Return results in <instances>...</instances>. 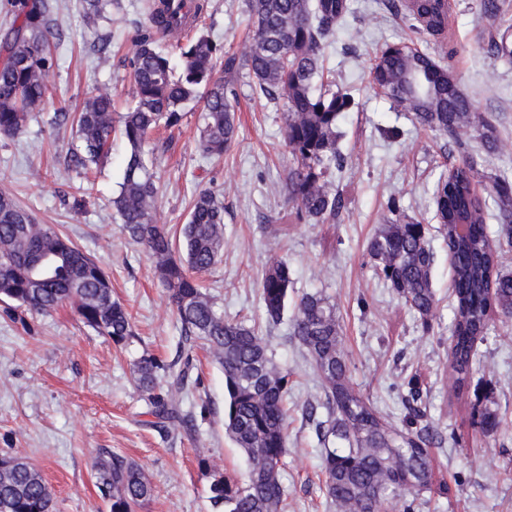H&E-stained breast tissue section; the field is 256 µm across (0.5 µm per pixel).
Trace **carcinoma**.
I'll list each match as a JSON object with an SVG mask.
<instances>
[{
  "label": "carcinoma",
  "mask_w": 512,
  "mask_h": 512,
  "mask_svg": "<svg viewBox=\"0 0 512 512\" xmlns=\"http://www.w3.org/2000/svg\"><path fill=\"white\" fill-rule=\"evenodd\" d=\"M86 17H103L112 0H83ZM253 28L238 54L199 33L180 47L177 59L159 49L161 38L175 37L202 24L204 0H151L146 29L135 39L129 59L134 96L114 125L112 96L99 92L79 112L58 110L50 123L76 130L79 147L67 164L87 173L107 154L112 131L119 130L130 152L113 198L123 231L154 259L155 274L168 291L181 326L184 357L167 363L142 357L134 363L137 389L148 394L153 414L163 421L190 425L174 404L186 392L193 365L189 352L205 345L224 372L228 396L226 432L247 457L246 480L223 475L210 485L215 512H284L279 480L288 453V385L256 326L224 317L203 290L198 275L210 271L224 250V203L209 189L200 191L178 236L156 216L157 182L144 146L150 134L175 127L190 101L202 103L199 151L222 158L235 141L234 103L238 78L247 75L253 91L270 101H284L285 142L290 157L288 202L317 223L336 215L341 198L332 180L341 166L336 148L337 122L353 105L325 71L323 49L350 13L349 0H245ZM11 17L0 38V136L19 135L30 112L45 102L46 76L57 64L54 41L58 0H5ZM410 13L426 35L440 43L436 59L405 42L380 49L371 64L374 85L390 101L413 115L435 135L451 137L464 150L471 136L495 153L504 144L494 135L485 113L461 88L450 65L457 50L444 39V18L436 0H410ZM491 55L512 60V25L499 32ZM435 218L448 238L454 259V320L448 364V388L456 395L468 388L477 364V342L490 330L494 311L512 316V274L499 269L500 246L489 224L500 222L499 236L512 244V180L482 174L471 158L442 173L434 190ZM468 219L465 239L455 221ZM31 211L9 193L0 192V301L3 312L28 326L22 313L47 314L76 303L83 323L123 345L134 336L131 316L112 300V283L98 263L69 237L35 225ZM378 275L417 315L425 330L438 309L433 289L434 253L427 225L408 217L391 199L388 215L368 242ZM292 275L288 262L276 260L262 274L261 298L270 323L288 307ZM291 337L302 346L322 380L327 419L318 425L325 491L337 512H390L395 500L418 497L431 489L434 434L417 426L420 410L398 426L349 382L336 305L321 292L295 302ZM164 389L165 394L158 393ZM97 488L110 512H136L153 495L136 462L102 454L94 462ZM52 495L41 475L22 457H0V512H52Z\"/></svg>",
  "instance_id": "cac0c4a2"
}]
</instances>
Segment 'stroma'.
I'll return each instance as SVG.
<instances>
[{"instance_id":"stroma-1","label":"stroma","mask_w":512,"mask_h":512,"mask_svg":"<svg viewBox=\"0 0 512 512\" xmlns=\"http://www.w3.org/2000/svg\"><path fill=\"white\" fill-rule=\"evenodd\" d=\"M448 34L458 55L453 72L475 106L491 116L505 152L487 155L474 146L482 170L512 173V63L488 52L498 22L512 23V0L500 19L484 0H448ZM403 0H352V13L324 47L336 85L350 93L353 108L338 120L336 173L343 207L335 218L312 224L286 203L289 167L284 106L253 95L247 77L237 82V138L224 158L198 149L200 107L190 105L180 126L158 131L146 155L160 178V223L183 224L193 197L203 189L224 203V251L203 285L225 316L258 323L276 363L292 375L288 391V454L280 472L286 512H336L325 496L315 426L305 413L323 400L322 383L302 348L290 339L291 313L267 323L260 299L263 271L276 256L293 271V295L324 292L336 304L350 381L394 423L408 413L418 391L423 422L437 435L431 449L433 480L414 512H512V320L493 315L477 349L480 367L469 390L448 389L454 299L448 247L434 219V185L443 170L461 164L452 138L425 131L373 85L370 63L385 44L411 41L429 54L438 48L402 6ZM65 39L58 64L47 76L44 105L31 112L17 137H0V190L32 211L37 223L53 225L90 255L112 281V297L130 312L133 337L121 347L81 321L75 306L33 315L27 324L0 313V455L23 456L41 472L55 512H108L92 467L109 451L140 464L154 496L140 512H211L209 485L215 474L243 478L245 455L224 430V374L212 354L192 352L197 385L183 396L192 427L160 422L147 395L133 382V364L153 355L171 360L180 323L166 288L154 274L151 255L122 231L111 200L122 180L128 151L112 149L82 177L65 164L78 139L55 130L57 109L82 104L108 90L113 110L125 111L133 82L127 59L147 25L143 0H114L107 18L88 25L82 0H59ZM206 27L237 53L250 36L244 0H208ZM107 38V54L94 46ZM495 78L499 91L485 97ZM429 227L433 286L440 300L431 329L374 273L367 245L387 212L390 197ZM82 207H75V199ZM505 414L496 432L480 424L481 410Z\"/></svg>"}]
</instances>
